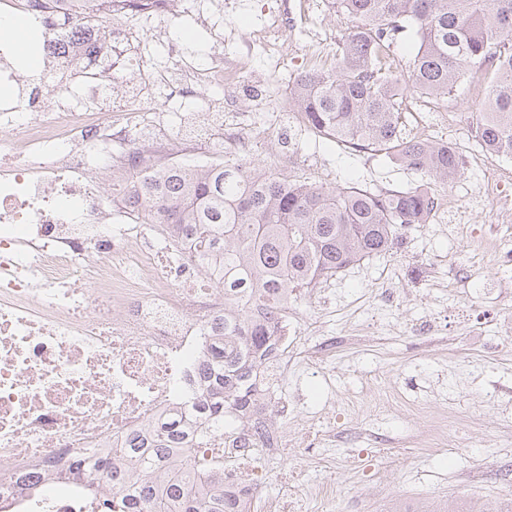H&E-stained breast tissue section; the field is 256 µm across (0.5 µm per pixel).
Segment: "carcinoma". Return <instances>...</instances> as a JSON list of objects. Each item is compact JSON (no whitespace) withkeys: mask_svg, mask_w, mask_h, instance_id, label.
<instances>
[{"mask_svg":"<svg viewBox=\"0 0 512 512\" xmlns=\"http://www.w3.org/2000/svg\"><path fill=\"white\" fill-rule=\"evenodd\" d=\"M354 22L325 71L288 86V109L318 137L383 152L435 181L462 167L446 142H420L403 132L404 92L443 99L475 68L487 79L482 108L471 114L479 142L512 158V0H336ZM415 42L407 80L391 70L398 34ZM124 202L144 224H169L194 242L202 269L224 288V340L208 352V392L198 401L202 434L228 425L270 390L257 377L273 350L279 318L301 295L346 268L389 252L405 232L427 223L429 189L373 191L328 187L275 173L246 159L208 168L177 164L152 170L123 188ZM180 421L166 423L144 445L121 449L131 467L92 464L91 491L112 490L100 512H248L220 489L203 485L189 464L162 484L160 468L182 446Z\"/></svg>","mask_w":512,"mask_h":512,"instance_id":"1","label":"carcinoma"}]
</instances>
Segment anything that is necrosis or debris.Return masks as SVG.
I'll use <instances>...</instances> for the list:
<instances>
[{"label":"necrosis or debris","mask_w":512,"mask_h":512,"mask_svg":"<svg viewBox=\"0 0 512 512\" xmlns=\"http://www.w3.org/2000/svg\"><path fill=\"white\" fill-rule=\"evenodd\" d=\"M89 0H0V20L29 16L45 59L79 69L85 99L41 105L19 84L12 41L0 42V512H94L77 492L73 454L115 453L132 435L151 438L172 413L192 411L204 384V354L224 335V290L199 278L189 245L168 225L142 224L121 195L104 206L93 174L147 140L142 110L101 104L104 89L140 69L128 40L95 27L60 35L61 15L82 17ZM169 54L185 61L182 46ZM180 96L204 100L214 85L242 84L243 57L186 63ZM300 126L287 108L274 119L246 115L225 159L260 138L280 152L277 125ZM89 285L75 287L78 276ZM288 405L265 401L249 424L200 442L199 477L223 466L235 495L255 503L256 455L280 451L281 435L254 434Z\"/></svg>","instance_id":"necrosis-or-debris-1"}]
</instances>
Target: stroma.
<instances>
[{
    "label": "stroma",
    "mask_w": 512,
    "mask_h": 512,
    "mask_svg": "<svg viewBox=\"0 0 512 512\" xmlns=\"http://www.w3.org/2000/svg\"><path fill=\"white\" fill-rule=\"evenodd\" d=\"M187 0L181 14L164 18L131 13L119 18L143 72L133 92L116 90L112 103L140 100L155 114L156 133L175 131L177 105L156 83L157 73H177L163 44L180 40L190 61L231 55L241 45L232 29L264 26L270 12H287L288 67L270 77L264 50L248 58L250 89L225 90L213 106L232 126L246 113L273 111L285 103L288 84L305 72L314 55L332 56L353 23L333 0ZM484 97L480 70H473L448 98H414L405 114L407 130L434 126L438 141L454 145L462 159L458 176L442 186L457 215L436 214L406 233L384 256L360 262L301 296L294 306L305 326L301 353L287 373L273 376V399L289 403L277 425L288 442L284 453L263 464L258 490L273 497L279 474L302 473L304 512H493L512 499V335L498 318L512 317V280L498 285V255L473 246L474 239L512 238L511 224L491 223L495 197L512 199V159L482 149L468 117ZM291 139L295 167L306 181L374 189H406L427 182L422 174L392 163L383 153L355 150L298 131ZM396 291L392 304L374 296ZM433 325L426 336L416 328ZM395 395L378 420L351 409L354 397L372 402L378 387ZM427 405L452 423L448 438L432 448L414 443L425 425L415 411ZM323 410L336 429L357 428L350 442L325 444L314 454L303 445L317 427L309 414ZM336 477V502L311 495L322 473Z\"/></svg>",
    "instance_id": "stroma-1"
}]
</instances>
